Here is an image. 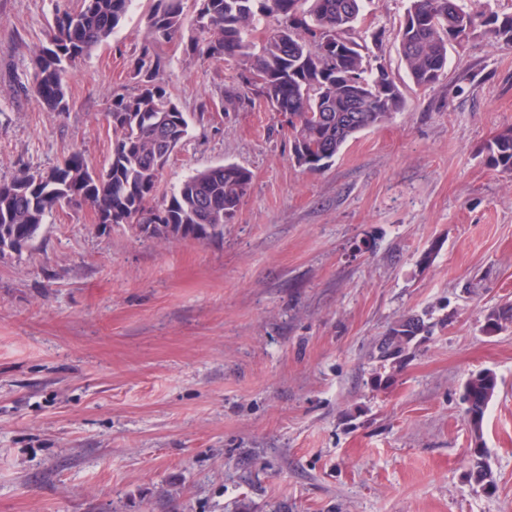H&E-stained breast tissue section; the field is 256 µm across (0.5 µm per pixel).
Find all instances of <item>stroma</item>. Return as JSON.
Instances as JSON below:
<instances>
[{
  "mask_svg": "<svg viewBox=\"0 0 512 512\" xmlns=\"http://www.w3.org/2000/svg\"><path fill=\"white\" fill-rule=\"evenodd\" d=\"M70 5L0 0V180L110 157L106 109L137 85L156 0H133L50 112L16 85ZM406 6L364 11L402 109L320 172L264 102L225 110L237 64L160 47L156 80L192 125L156 202L228 163L251 189L218 241L63 208L0 259V512H512V323L483 331L512 304V172L483 152L512 127V49L453 44L418 89L394 39ZM412 315L424 330L382 357ZM485 369L480 485L463 390Z\"/></svg>",
  "mask_w": 512,
  "mask_h": 512,
  "instance_id": "1",
  "label": "stroma"
}]
</instances>
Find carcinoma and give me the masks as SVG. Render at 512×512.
<instances>
[{"label":"carcinoma","mask_w":512,"mask_h":512,"mask_svg":"<svg viewBox=\"0 0 512 512\" xmlns=\"http://www.w3.org/2000/svg\"><path fill=\"white\" fill-rule=\"evenodd\" d=\"M131 2L75 0V6L57 13L22 91L49 112L67 111L70 70L108 40ZM200 2L202 13L190 22L186 55L241 64L224 90L226 110L264 100L272 111L288 116L292 144L306 149L302 167L319 171L329 166L349 139L403 107L402 90L391 72L383 64L370 66L368 45L353 38L363 0ZM269 17L279 25L257 45L249 33ZM183 25L182 0H158L150 19L152 41L137 63L138 86L132 93L112 96L107 108L113 135L107 166L95 169L83 154L72 152L47 171L23 169L0 181V258L31 250L46 216L64 207L89 206L102 227L135 223L166 239L224 236V224L251 187V174L243 167L224 164L197 172L169 199L153 205L173 150L189 134V116L155 81L161 68L156 47L180 36ZM476 34L511 48L512 15L472 13L461 0H408L395 38L409 80L419 88L433 87L448 67V48ZM255 73L265 78L266 86L253 82ZM485 151L492 167L512 172V128L499 132ZM423 329L422 319L415 316L395 323L387 331L384 356L402 353ZM496 388L497 376L490 370L477 372L466 384V420L475 439L472 476L479 484L488 476L482 463V426Z\"/></svg>","instance_id":"cac0c4a2"}]
</instances>
